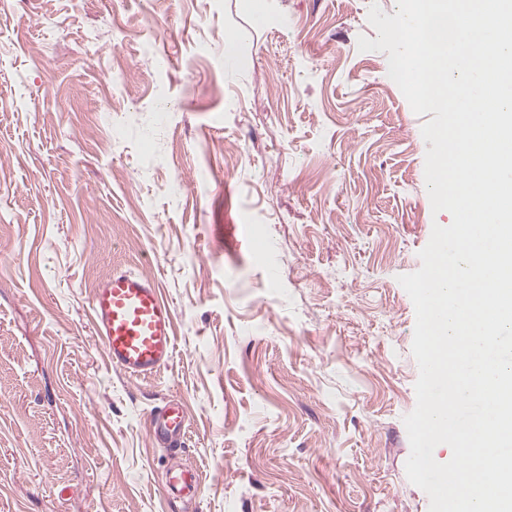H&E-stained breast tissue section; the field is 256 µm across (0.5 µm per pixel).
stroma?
I'll use <instances>...</instances> for the list:
<instances>
[{"label": "stroma", "mask_w": 512, "mask_h": 512, "mask_svg": "<svg viewBox=\"0 0 512 512\" xmlns=\"http://www.w3.org/2000/svg\"><path fill=\"white\" fill-rule=\"evenodd\" d=\"M374 2L0 0V512H429L398 278L452 217ZM116 266L175 311L150 380L95 333ZM187 411L182 403L171 402L151 414V431L169 448L181 446L187 433ZM197 482L198 476L195 474L189 475L183 470L166 471V490L169 494L180 495L191 492Z\"/></svg>", "instance_id": "obj_1"}]
</instances>
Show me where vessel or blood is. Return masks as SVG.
<instances>
[{
  "label": "vessel or blood",
  "mask_w": 512,
  "mask_h": 512,
  "mask_svg": "<svg viewBox=\"0 0 512 512\" xmlns=\"http://www.w3.org/2000/svg\"><path fill=\"white\" fill-rule=\"evenodd\" d=\"M90 312L104 355L112 367L147 379L166 367L175 353V313L155 278L114 268L96 284ZM187 411L171 402L151 415V431L168 447L182 445L187 433ZM196 475L167 470L166 490L180 495L193 490Z\"/></svg>",
  "instance_id": "1"
}]
</instances>
